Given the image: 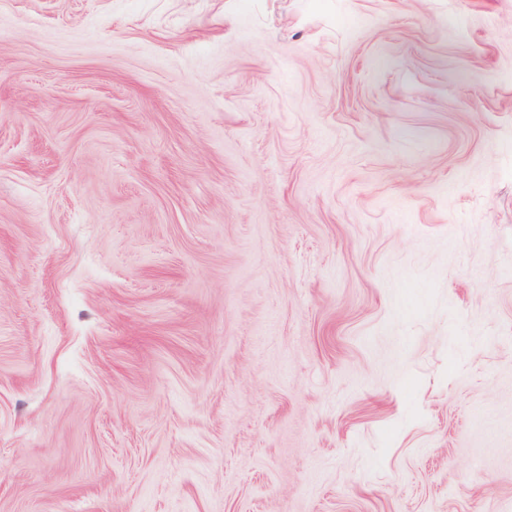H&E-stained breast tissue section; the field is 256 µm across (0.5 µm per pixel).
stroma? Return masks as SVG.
<instances>
[{"instance_id": "35a3bbf8", "label": "stroma", "mask_w": 512, "mask_h": 512, "mask_svg": "<svg viewBox=\"0 0 512 512\" xmlns=\"http://www.w3.org/2000/svg\"><path fill=\"white\" fill-rule=\"evenodd\" d=\"M0 512H512V0H0Z\"/></svg>"}]
</instances>
